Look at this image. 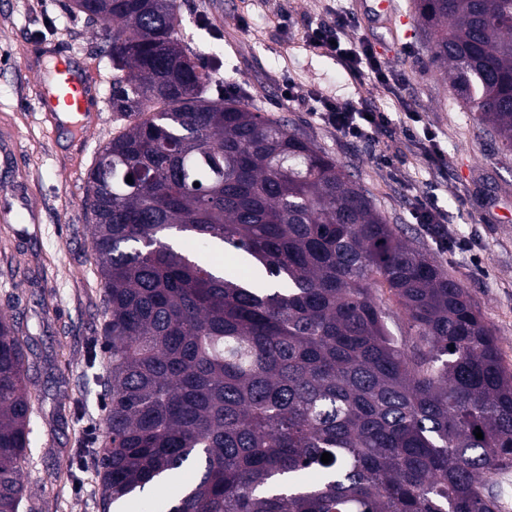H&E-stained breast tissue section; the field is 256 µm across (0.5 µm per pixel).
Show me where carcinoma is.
I'll return each instance as SVG.
<instances>
[{"instance_id":"cac0c4a2","label":"carcinoma","mask_w":512,"mask_h":512,"mask_svg":"<svg viewBox=\"0 0 512 512\" xmlns=\"http://www.w3.org/2000/svg\"><path fill=\"white\" fill-rule=\"evenodd\" d=\"M67 9L104 26L125 122L84 200L105 288L102 512L187 463L198 481L168 512H498L512 373L467 290L309 138L208 95L179 0ZM417 11L432 62L512 152V0ZM243 261L253 277L232 269ZM37 370L31 337L0 313V512L26 497Z\"/></svg>"}]
</instances>
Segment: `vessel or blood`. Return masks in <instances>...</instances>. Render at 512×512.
<instances>
[{
    "label": "vessel or blood",
    "mask_w": 512,
    "mask_h": 512,
    "mask_svg": "<svg viewBox=\"0 0 512 512\" xmlns=\"http://www.w3.org/2000/svg\"><path fill=\"white\" fill-rule=\"evenodd\" d=\"M96 79L95 72L91 70H78L66 61H59L40 99L59 121L83 128L87 124L88 105L94 94L93 83Z\"/></svg>",
    "instance_id": "1"
}]
</instances>
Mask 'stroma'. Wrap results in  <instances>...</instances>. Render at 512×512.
Masks as SVG:
<instances>
[{
	"instance_id": "1",
	"label": "stroma",
	"mask_w": 512,
	"mask_h": 512,
	"mask_svg": "<svg viewBox=\"0 0 512 512\" xmlns=\"http://www.w3.org/2000/svg\"><path fill=\"white\" fill-rule=\"evenodd\" d=\"M67 0H0V312L17 318L39 357L34 400V467L25 469L23 512H100L95 456L82 461L84 479L53 478L57 458L76 436L101 435L105 398L83 372L88 349L104 374L101 348L103 288L92 264L84 200L99 150L121 130L112 112L85 135L52 123L37 100L57 59L94 66L101 99H108L112 62L101 26L71 16ZM359 12V0H181L185 48L218 62L210 96L242 95L265 117L290 123L354 173L391 223L441 261L467 289L498 339L512 371V153L497 151L479 132L431 61L432 43L414 0H399L409 18L397 36L357 26L353 40L371 41L393 78L383 85L354 79L335 57L306 50L303 33L329 20L334 9ZM293 81V97L283 93ZM319 93L388 112L417 113L413 126L396 123L373 140L340 138L311 112ZM436 136L440 163L423 156L424 132ZM388 155L385 167L380 155ZM435 195L466 251L437 246L411 211ZM82 399L80 415L71 402Z\"/></svg>"
}]
</instances>
